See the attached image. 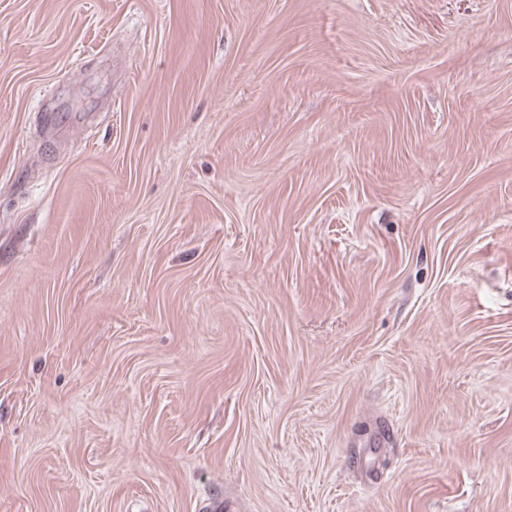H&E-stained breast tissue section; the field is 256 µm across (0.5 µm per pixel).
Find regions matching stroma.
<instances>
[{
	"label": "stroma",
	"mask_w": 512,
	"mask_h": 512,
	"mask_svg": "<svg viewBox=\"0 0 512 512\" xmlns=\"http://www.w3.org/2000/svg\"><path fill=\"white\" fill-rule=\"evenodd\" d=\"M512 512V0H0V512Z\"/></svg>",
	"instance_id": "obj_1"
}]
</instances>
